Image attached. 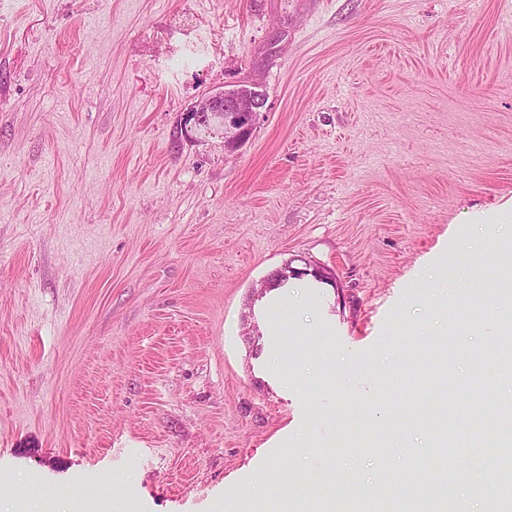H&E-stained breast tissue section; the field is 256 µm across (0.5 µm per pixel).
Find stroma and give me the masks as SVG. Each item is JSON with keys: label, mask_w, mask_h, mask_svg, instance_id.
<instances>
[{"label": "stroma", "mask_w": 512, "mask_h": 512, "mask_svg": "<svg viewBox=\"0 0 512 512\" xmlns=\"http://www.w3.org/2000/svg\"><path fill=\"white\" fill-rule=\"evenodd\" d=\"M505 9L0 0V512H349L429 472L388 394L470 382L512 312ZM240 80L241 148L180 136ZM299 258L334 283L253 296ZM232 87V88H227ZM265 95L246 82L227 85L206 92L180 115V126L188 128L203 114L220 117L214 122V132L224 135L225 152H234L252 135L257 115L264 107Z\"/></svg>", "instance_id": "1"}]
</instances>
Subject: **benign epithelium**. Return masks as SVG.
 <instances>
[{
	"label": "benign epithelium",
	"instance_id": "benign-epithelium-1",
	"mask_svg": "<svg viewBox=\"0 0 512 512\" xmlns=\"http://www.w3.org/2000/svg\"><path fill=\"white\" fill-rule=\"evenodd\" d=\"M264 104L265 95L246 82L230 88H214L181 113L180 126L189 127L198 122L204 114L215 117L217 121L214 122L213 129L216 133H223L224 151L234 152L251 137L257 115ZM307 275L320 281H332L326 272L312 268L308 264L303 268L286 264L275 270L271 279L282 284L291 278Z\"/></svg>",
	"mask_w": 512,
	"mask_h": 512
}]
</instances>
